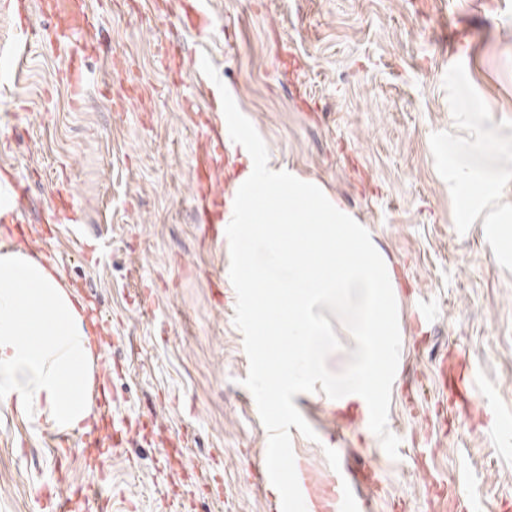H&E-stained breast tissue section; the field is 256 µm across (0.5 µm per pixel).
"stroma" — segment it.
Instances as JSON below:
<instances>
[{
    "mask_svg": "<svg viewBox=\"0 0 512 512\" xmlns=\"http://www.w3.org/2000/svg\"><path fill=\"white\" fill-rule=\"evenodd\" d=\"M101 16L90 81L73 104L60 57L30 44L19 80L0 78V169L15 174L41 249L98 323L95 376L116 418L157 415L188 433L191 475L169 472L146 433L123 448L75 435L50 445L48 416L0 404V512H41L57 479L102 487L105 512H267L256 460L283 419L289 448L320 495L333 473L379 469L376 512H512V0H196L206 32L153 0H88ZM170 39L224 73L235 122L300 174L320 181L364 224L399 285L400 374L375 423L344 419L325 396H271L256 380L259 328L240 324L242 291L224 238L204 233L193 158L204 105ZM139 100L124 103L130 81ZM478 97L492 106L493 148L473 158L505 180L459 221L445 144ZM69 195L80 224L55 220ZM426 306L415 326L412 311ZM467 363L470 411L440 388L436 360Z\"/></svg>",
    "mask_w": 512,
    "mask_h": 512,
    "instance_id": "obj_1",
    "label": "stroma"
}]
</instances>
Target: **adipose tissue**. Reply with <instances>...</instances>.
I'll list each match as a JSON object with an SVG mask.
<instances>
[{"mask_svg":"<svg viewBox=\"0 0 512 512\" xmlns=\"http://www.w3.org/2000/svg\"><path fill=\"white\" fill-rule=\"evenodd\" d=\"M224 237L236 277L283 347L276 370L260 368L275 396L323 392L352 417L383 410L396 376L399 295L393 266L368 225L318 181L278 164L249 133L236 141ZM458 198L496 197L498 178L451 159ZM335 312L354 347L340 374L325 368L326 315ZM84 303L59 270L19 251L0 252V403L43 408L58 426L92 430L95 346Z\"/></svg>","mask_w":512,"mask_h":512,"instance_id":"obj_1","label":"adipose tissue"}]
</instances>
